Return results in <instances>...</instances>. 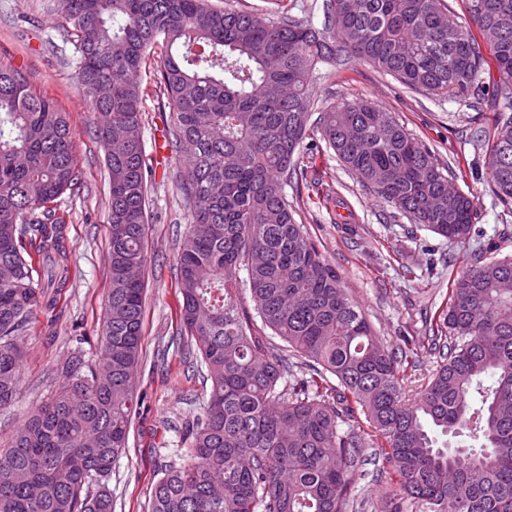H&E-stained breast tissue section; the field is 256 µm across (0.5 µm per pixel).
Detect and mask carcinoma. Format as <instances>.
<instances>
[{
    "label": "carcinoma",
    "mask_w": 512,
    "mask_h": 512,
    "mask_svg": "<svg viewBox=\"0 0 512 512\" xmlns=\"http://www.w3.org/2000/svg\"><path fill=\"white\" fill-rule=\"evenodd\" d=\"M63 10L106 150L111 288L97 358L73 352L58 368L61 387L0 448V512H112L107 481L138 406L150 218L138 74L159 42L169 145L187 160L180 321L210 388L182 422L186 451L157 482L149 512H347L369 436L361 413L399 477L397 500L422 512H512V257L488 244L491 257L454 283L442 324L393 351L282 190L315 128L400 214L469 239L474 200L448 190L449 166L369 101L316 111L310 86L323 64L363 61L413 90L486 93L496 119L478 140L485 178L511 204L512 0H466L468 25L442 0H323L320 29L208 0H63ZM487 54L494 73L483 68ZM79 180L66 114L0 63L1 411L21 380L20 337L68 286L64 220L51 203ZM241 270L251 311L239 297ZM256 317L301 359L302 375L288 378V356L273 351ZM443 348L409 401L402 364ZM433 432L481 445L450 452Z\"/></svg>",
    "instance_id": "carcinoma-1"
}]
</instances>
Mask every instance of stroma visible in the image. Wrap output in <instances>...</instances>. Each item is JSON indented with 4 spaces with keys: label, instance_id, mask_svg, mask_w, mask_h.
<instances>
[{
    "label": "stroma",
    "instance_id": "1",
    "mask_svg": "<svg viewBox=\"0 0 512 512\" xmlns=\"http://www.w3.org/2000/svg\"><path fill=\"white\" fill-rule=\"evenodd\" d=\"M238 8L269 18L279 11L324 22L321 0H237ZM160 49H152L140 73L146 90L142 136L152 170L141 353L135 378L139 405L128 446L112 464L109 486L114 512H148L156 482L178 450L176 425L195 412L204 385L201 368L181 334V295L176 256L189 225L177 183L186 171L182 154L166 141L165 96L155 79ZM72 26L60 0H0V62L23 69L33 88L67 112L75 134L79 189L57 201L65 220L72 275L56 309L37 313L23 336L26 359L18 399L0 411V448L41 400L62 383L57 370L83 338L95 358L110 289L109 181L105 149L92 124L91 104L76 75ZM317 104L368 99L393 115L457 175L459 188L476 202L475 230L463 243L445 239L392 209L342 165L319 133L299 153L301 177L284 193L296 219L340 272L350 296L362 307L375 333L389 348L405 333L424 336L427 323L445 309L451 283L496 242L512 254V205L503 206L484 180L485 157L475 135L494 113L476 95H434L406 88L371 64L353 62L323 71L310 88ZM391 476L377 447L364 448L348 512H381L391 496Z\"/></svg>",
    "mask_w": 512,
    "mask_h": 512
}]
</instances>
